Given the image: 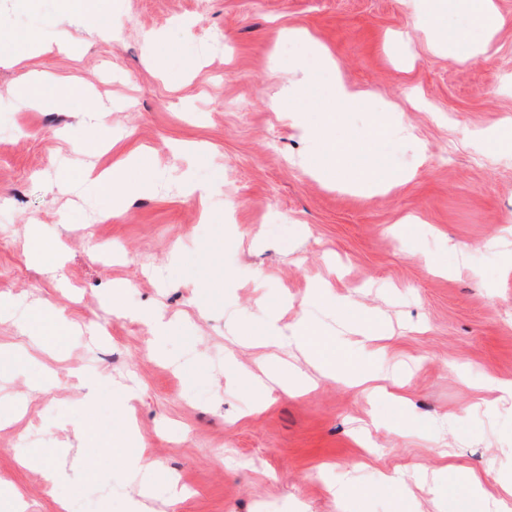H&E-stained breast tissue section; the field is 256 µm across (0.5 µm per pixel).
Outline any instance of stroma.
I'll return each instance as SVG.
<instances>
[{"instance_id": "1", "label": "stroma", "mask_w": 512, "mask_h": 512, "mask_svg": "<svg viewBox=\"0 0 512 512\" xmlns=\"http://www.w3.org/2000/svg\"><path fill=\"white\" fill-rule=\"evenodd\" d=\"M98 3L89 17L63 0H0V487L26 512H59L62 499L131 512L145 486L155 512H485L460 475L442 473L441 450L489 492L512 474V402L475 405L512 380V154L485 137L512 123V0H495L507 23L491 58L463 63L431 47L422 0ZM293 27L373 94L372 111L343 114L336 139L394 107L372 166L403 185L366 197L298 167L317 156L284 108L300 84L312 106L333 77L295 69ZM30 73L41 104L24 108L14 93ZM64 87L82 98L61 104ZM89 100L112 110L95 119ZM91 136L106 146L81 149ZM137 154L157 177L122 206L82 180ZM188 175L210 195H186ZM32 222L49 266L29 254ZM118 282L125 307L164 308L166 339L102 308ZM323 282L328 293L311 298ZM36 300L79 332L33 346L21 327ZM275 307L285 325L305 314L340 351L346 322L381 310L387 350L363 360L409 375L408 406L338 380L302 396L245 381ZM79 367L100 378L92 448L74 442ZM48 368L51 383L31 390ZM46 448L65 470L51 493L22 464ZM139 454L150 468L127 471L123 458ZM397 468L405 484L383 480ZM174 478L188 495L172 506Z\"/></svg>"}]
</instances>
